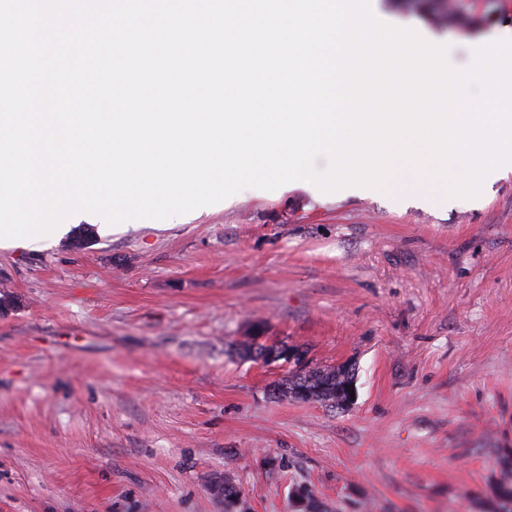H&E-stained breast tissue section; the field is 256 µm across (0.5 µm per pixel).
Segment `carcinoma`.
<instances>
[{
    "label": "carcinoma",
    "mask_w": 512,
    "mask_h": 512,
    "mask_svg": "<svg viewBox=\"0 0 512 512\" xmlns=\"http://www.w3.org/2000/svg\"><path fill=\"white\" fill-rule=\"evenodd\" d=\"M409 9L421 8L427 11L437 22H444L453 6L448 0H403ZM355 373L349 365L327 366L325 368L309 369L294 360L289 370L288 382L281 385L279 395L301 397V391L312 392V399L320 401L335 409H345L341 396L347 385L354 383Z\"/></svg>",
    "instance_id": "carcinoma-1"
}]
</instances>
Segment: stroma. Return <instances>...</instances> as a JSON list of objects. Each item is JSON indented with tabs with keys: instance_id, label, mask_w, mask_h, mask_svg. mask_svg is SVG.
Masks as SVG:
<instances>
[{
	"instance_id": "35a3bbf8",
	"label": "stroma",
	"mask_w": 512,
	"mask_h": 512,
	"mask_svg": "<svg viewBox=\"0 0 512 512\" xmlns=\"http://www.w3.org/2000/svg\"><path fill=\"white\" fill-rule=\"evenodd\" d=\"M439 27L512 30V0ZM0 512H496L512 460V173L439 205L247 188L82 249L0 245ZM354 363L345 410L272 397L283 361Z\"/></svg>"
}]
</instances>
